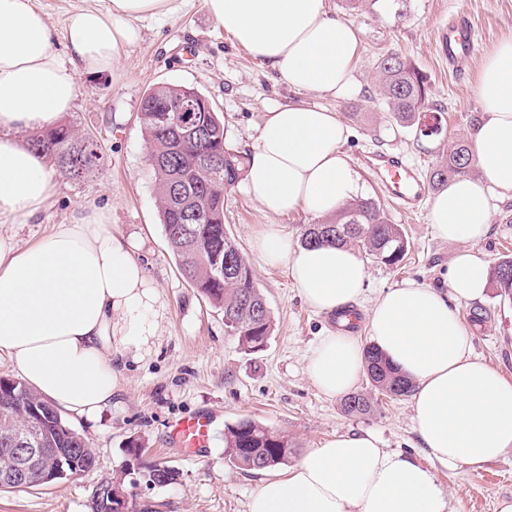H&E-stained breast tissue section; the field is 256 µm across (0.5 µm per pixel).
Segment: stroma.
<instances>
[{"instance_id":"obj_1","label":"stroma","mask_w":512,"mask_h":512,"mask_svg":"<svg viewBox=\"0 0 512 512\" xmlns=\"http://www.w3.org/2000/svg\"><path fill=\"white\" fill-rule=\"evenodd\" d=\"M329 6L361 33L357 89L339 99L289 90L225 33L204 0H175L173 11L141 21V41L121 52L111 72L78 75L75 106L62 121L94 136L104 162L80 179L59 176L51 204L36 221L15 226V238L23 246L43 240L53 225L67 223L73 209L87 201L111 208L113 230L136 242L135 256L167 310L155 345L139 358L125 359L122 390L113 397L111 410L95 421L66 417L88 438L96 454L95 469L52 485L0 491V512H88L90 495L100 481L143 472L156 462L174 466L179 478L163 490L137 485L138 500H162V512H246L261 475L224 460V429L242 419L284 434L300 457L335 434L373 432L386 448L434 467L448 492V512H495L500 498L512 496V449L478 467L437 465L419 440L411 397L382 396L370 414L350 416L342 411L340 398L325 396L309 379L310 350L334 324L305 303L287 265L264 264L253 248L255 236L269 224L300 242L309 215L300 210L278 217L267 214L241 184L225 198L226 230L249 262L273 321L266 348L254 355L245 354L225 333L223 313L182 277L166 242L138 119L145 93L162 84L194 86L223 117L228 143L244 153L253 145L266 109L301 100L336 111L350 133L343 151L358 170L362 197L378 200L408 240L398 264L366 259L361 313L369 312L382 291L406 280L447 288L457 245L435 236L426 209L407 216L385 199L359 158L388 149L425 171L446 157L449 142L469 137L484 116L474 93L481 65L499 43L512 37V0H366L355 11L346 9L342 0H329ZM460 13L471 17L477 46L473 56L452 69L440 34L449 18ZM388 52L406 56L426 76L431 103L444 108L437 134L393 130L375 78L376 60ZM474 249L492 266L512 257V197L496 200L490 232ZM459 311L472 332L475 354L512 379V298L491 287L483 301L460 304ZM201 412L213 420L214 440L190 457L172 444L169 426ZM133 446L143 448V455L131 456Z\"/></svg>"}]
</instances>
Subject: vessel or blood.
Returning a JSON list of instances; mask_svg holds the SVG:
<instances>
[{
    "instance_id": "b4317fda",
    "label": "vessel or blood",
    "mask_w": 512,
    "mask_h": 512,
    "mask_svg": "<svg viewBox=\"0 0 512 512\" xmlns=\"http://www.w3.org/2000/svg\"><path fill=\"white\" fill-rule=\"evenodd\" d=\"M442 41L449 63L454 65L475 51L470 22L465 18L449 25ZM362 163L383 191L396 201L401 212L410 215L419 209L427 195V182L416 166L391 151L368 154ZM170 438L188 448L210 447L213 441L212 419L207 414L198 413L176 420L170 426Z\"/></svg>"
}]
</instances>
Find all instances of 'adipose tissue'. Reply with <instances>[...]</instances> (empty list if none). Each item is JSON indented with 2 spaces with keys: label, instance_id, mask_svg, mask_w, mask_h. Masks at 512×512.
Wrapping results in <instances>:
<instances>
[{
  "label": "adipose tissue",
  "instance_id": "obj_1",
  "mask_svg": "<svg viewBox=\"0 0 512 512\" xmlns=\"http://www.w3.org/2000/svg\"><path fill=\"white\" fill-rule=\"evenodd\" d=\"M237 43L288 88L340 97L356 84L360 32L329 12L328 0H204ZM172 0H110L106 10L73 12L64 52L33 0H0V353L57 408L88 420L120 390L114 356L139 352L159 335L164 307L134 256L113 231L109 210L80 204L70 223L18 247L5 225L29 224L56 195L55 171L22 133L55 126L76 99V75L111 72L140 38L139 20L165 14ZM475 93L485 116L471 134L477 174L434 196L427 219L453 257V297L482 300L489 266L472 248L489 232L495 191H512V39L484 60ZM348 130L335 111L305 102L264 112L248 155L245 187L271 215L302 210L325 219L359 192L342 147ZM268 265L286 264L307 304L335 314L364 291L366 267L350 248L297 246L276 225L254 239ZM449 296V297H452ZM448 296L412 281L387 289L368 316V338L413 385L417 432L442 464L477 466L512 449V379L472 351V337ZM364 371L363 347L348 333L322 337L308 374L321 392L350 391ZM246 512H448L435 474L384 448L374 434H337L288 472L263 479Z\"/></svg>",
  "mask_w": 512,
  "mask_h": 512
}]
</instances>
